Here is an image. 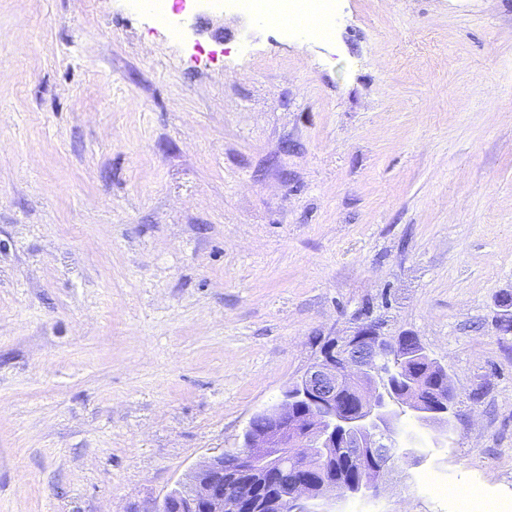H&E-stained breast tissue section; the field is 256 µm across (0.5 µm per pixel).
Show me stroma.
Wrapping results in <instances>:
<instances>
[{"instance_id":"1","label":"stroma","mask_w":512,"mask_h":512,"mask_svg":"<svg viewBox=\"0 0 512 512\" xmlns=\"http://www.w3.org/2000/svg\"><path fill=\"white\" fill-rule=\"evenodd\" d=\"M0 0V512H126L331 337L410 331L456 427L338 512H512V0ZM273 17L296 15L319 23L318 33H325L333 17V0H225L224 7Z\"/></svg>"}]
</instances>
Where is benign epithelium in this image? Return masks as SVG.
I'll return each mask as SVG.
<instances>
[{"instance_id": "obj_1", "label": "benign epithelium", "mask_w": 512, "mask_h": 512, "mask_svg": "<svg viewBox=\"0 0 512 512\" xmlns=\"http://www.w3.org/2000/svg\"><path fill=\"white\" fill-rule=\"evenodd\" d=\"M496 329L512 335V302L500 305ZM422 358L440 366V389L422 398L415 389L399 391L395 381L412 382L406 370L391 380L385 367ZM456 391L448 370L432 357L420 337L411 332L383 336L362 325L350 336L327 341L320 356L284 391L280 402L264 411L266 427L248 425L237 468L224 470V453L200 461L162 498L146 501L127 512H255L263 500L264 478L273 476L279 490L277 512H332L338 500L375 499L385 477L406 459L426 458L413 442L399 447V408L435 433L444 445L453 426ZM347 448L352 459L364 449L376 450V462L360 479L336 483L324 476L322 465L336 448Z\"/></svg>"}]
</instances>
